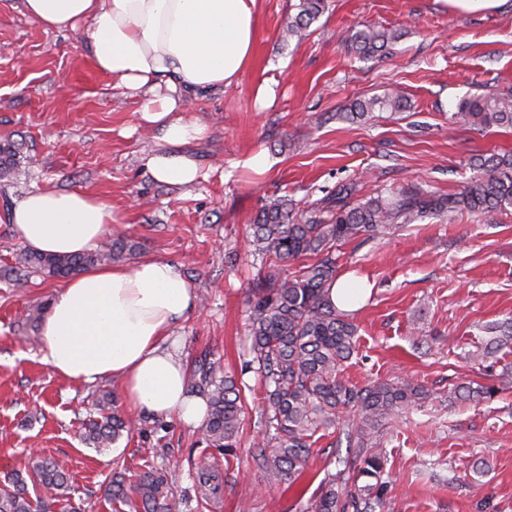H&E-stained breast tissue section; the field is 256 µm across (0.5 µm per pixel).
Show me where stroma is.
Instances as JSON below:
<instances>
[{
    "label": "stroma",
    "mask_w": 512,
    "mask_h": 512,
    "mask_svg": "<svg viewBox=\"0 0 512 512\" xmlns=\"http://www.w3.org/2000/svg\"><path fill=\"white\" fill-rule=\"evenodd\" d=\"M297 2L259 0L251 68L235 86L192 97L186 117L207 134L182 148L201 173L182 187L146 172L160 132L95 67L81 34L44 29L21 0H0V145L12 144L17 161L0 178V471L52 458L85 512H130L104 495L116 469L163 472L183 512H306L308 494L335 471L327 436L289 486L265 489L252 457L259 380L243 367L261 263L246 246L250 224L268 196L315 204L349 179L363 198L409 186L456 193L477 177L475 157L512 153V129L477 132L455 115L465 95L512 89V0L476 11L448 0H327L309 36L282 41ZM364 25L402 37L387 57L362 62L339 34ZM264 83L274 90L266 106L257 99ZM393 89L407 111L338 119L356 99ZM259 151L274 162L264 175L241 165ZM37 188H80L112 204L141 257L180 266L198 304L174 330L182 359L209 357L252 389L234 455L200 444L196 426L177 417L129 407L117 381L74 383L42 362L43 323L25 315L50 309L63 282L10 275L25 245L6 220ZM338 264L340 277L369 286L353 313L359 349L345 380L401 376L439 393L480 380L467 352L483 345L484 325L512 318V213L465 211L357 239L341 247ZM103 389L138 428L99 451L83 435ZM377 442L393 480L383 512H512V391L489 403L433 400L390 418ZM202 459L219 473L220 494L198 493Z\"/></svg>",
    "instance_id": "obj_1"
}]
</instances>
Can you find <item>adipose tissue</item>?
<instances>
[{
    "label": "adipose tissue",
    "instance_id": "ef3b65f1",
    "mask_svg": "<svg viewBox=\"0 0 512 512\" xmlns=\"http://www.w3.org/2000/svg\"><path fill=\"white\" fill-rule=\"evenodd\" d=\"M22 7L45 28L83 32L96 68L137 98L141 119L165 144L145 160L151 177L195 184L196 163L174 148L206 128L182 113L192 95L236 84L250 68L258 0H23ZM10 220L30 249L73 254L95 248L114 218L110 204L82 190L41 189L18 201ZM195 307L172 261L88 269L50 309L43 361L75 382L118 380L129 404L202 425L206 402L190 393L186 365L167 344Z\"/></svg>",
    "mask_w": 512,
    "mask_h": 512
}]
</instances>
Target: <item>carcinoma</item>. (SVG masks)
<instances>
[{
  "mask_svg": "<svg viewBox=\"0 0 512 512\" xmlns=\"http://www.w3.org/2000/svg\"><path fill=\"white\" fill-rule=\"evenodd\" d=\"M326 9L327 0H299L297 13L285 23L284 38L302 39ZM399 38L395 31L366 26L344 41L364 61L390 53ZM406 108L405 97L393 91L354 103L344 118L360 119L377 110L396 114ZM456 115L472 130L512 128V90L465 96ZM478 167L482 175L454 194L410 187L354 203L358 184L348 182L337 185L317 206L300 207L285 196L272 197L254 217L248 239L251 254L277 259L255 279L245 353V369L258 374L263 389L253 441L261 478L267 484L295 482L307 468L314 437L321 431L333 430L335 446L349 448L347 456L338 459L342 468L327 473L311 497L310 512H375L391 485L385 480L387 458L374 439L387 418L431 399L424 385L398 376L361 387L343 379L346 362L358 351V325L330 299L338 280L337 247L431 217L512 209V157L482 156ZM138 251V243L122 236L82 254L24 250L16 254L11 272L68 278L92 266L126 263ZM302 257L307 262L291 270L279 266ZM493 331L497 336L472 353V360L483 361L512 341V321ZM188 386L207 402L202 439L211 448L232 452L239 445L248 385L203 357L189 374ZM511 389L512 373L504 371L488 384L451 385L448 403L490 402ZM95 407L96 415L85 426L88 444L107 448L135 431V423L116 409L111 392H102ZM196 476L200 489L211 494L219 489L209 463H200ZM37 487L42 494L34 496L30 489ZM70 489L65 471L48 458L36 457L25 471L12 470L0 480V512H55L57 506L81 512L70 500ZM106 495L113 504H129L135 512H180L181 507L165 476L151 470L132 482L125 473L114 472Z\"/></svg>",
  "mask_w": 512,
  "mask_h": 512,
  "instance_id": "cac0c4a2",
  "label": "carcinoma"
}]
</instances>
